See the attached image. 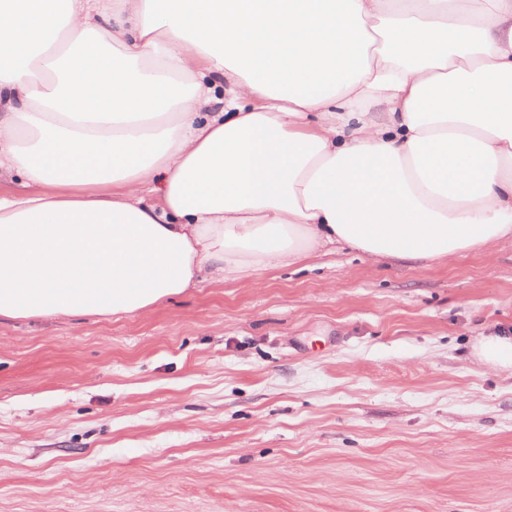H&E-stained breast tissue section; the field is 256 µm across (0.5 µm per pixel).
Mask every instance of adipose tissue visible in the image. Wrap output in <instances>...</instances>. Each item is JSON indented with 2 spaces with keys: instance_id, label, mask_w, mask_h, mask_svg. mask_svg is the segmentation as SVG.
Segmentation results:
<instances>
[{
  "instance_id": "obj_1",
  "label": "adipose tissue",
  "mask_w": 512,
  "mask_h": 512,
  "mask_svg": "<svg viewBox=\"0 0 512 512\" xmlns=\"http://www.w3.org/2000/svg\"><path fill=\"white\" fill-rule=\"evenodd\" d=\"M1 181L0 319L512 244V0H0Z\"/></svg>"
}]
</instances>
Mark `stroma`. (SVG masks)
<instances>
[{"mask_svg":"<svg viewBox=\"0 0 512 512\" xmlns=\"http://www.w3.org/2000/svg\"><path fill=\"white\" fill-rule=\"evenodd\" d=\"M512 246H346L0 321V512H512ZM477 358L492 369L512 367V336H486L474 347Z\"/></svg>","mask_w":512,"mask_h":512,"instance_id":"35a3bbf8","label":"stroma"}]
</instances>
